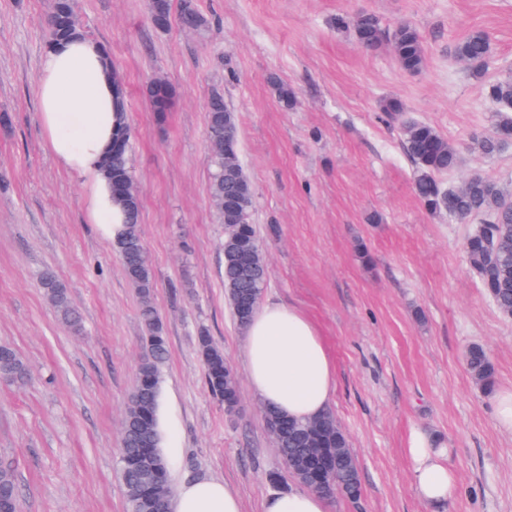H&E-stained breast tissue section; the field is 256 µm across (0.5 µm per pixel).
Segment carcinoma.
Returning <instances> with one entry per match:
<instances>
[{
    "mask_svg": "<svg viewBox=\"0 0 512 512\" xmlns=\"http://www.w3.org/2000/svg\"><path fill=\"white\" fill-rule=\"evenodd\" d=\"M174 19L183 28L189 27L193 31L206 24L195 0H179L176 7L172 0H151L150 21L154 28L164 31ZM353 32L357 42L368 50L389 47L402 70L418 73L424 69L425 48L414 26L401 23L388 30L377 16L367 13L357 18ZM80 33L82 30L72 0H50L47 45ZM454 53L466 64L471 77H485V62L491 55V44L484 32L475 31L468 35L455 46ZM146 93L152 112L157 116L163 118L171 111L173 91L169 83L165 82L161 87L150 83ZM487 96L505 108L512 106V78L487 85ZM227 121L235 122L234 113L224 111V96L216 92L210 96L207 109V140L213 167L211 199L224 224V287L230 307L235 310L241 299L250 305L259 303L269 271L252 222L253 190L239 162V152L224 154V123ZM403 131L404 151L415 166L414 192L429 212L441 214L444 207L438 176L457 167L458 151L429 124H406ZM508 138H512V118L500 115L492 134L477 139L476 147L484 155H493ZM115 143L104 172L113 199L125 210L126 223L113 247L126 279L136 290L144 333V354L124 420L120 474L128 512H150L154 498L163 491L172 492L168 465L161 451L158 419L160 367L167 354V337L154 303L153 271L140 231V202L131 174L129 129H121ZM451 207L459 221L480 216L487 224H512V208L507 206L506 195L496 183L481 176L464 181L462 190L453 195ZM464 252L472 269L486 270L482 238L465 241ZM483 284L493 295L497 308L512 315V239L501 240L493 269L484 277ZM42 285L63 321L71 327L77 326L79 317L62 284L47 273L42 277ZM197 342L208 388L222 399L228 413H234L240 403V389L224 361V353L203 329L199 331ZM466 364L478 386L487 392L494 389L495 368L483 347L470 346L466 351ZM27 375V365L18 352L8 344H0V378L21 383ZM267 428L285 475L304 484L302 463L305 457L321 451L326 464L317 492L329 498L340 495L349 499L360 494L361 480L355 458L347 436L332 413L308 421L281 416L276 424H269ZM0 512H19V490L14 471L9 467L0 469Z\"/></svg>",
    "mask_w": 512,
    "mask_h": 512,
    "instance_id": "cac0c4a2",
    "label": "carcinoma"
}]
</instances>
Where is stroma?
<instances>
[{"mask_svg": "<svg viewBox=\"0 0 512 512\" xmlns=\"http://www.w3.org/2000/svg\"><path fill=\"white\" fill-rule=\"evenodd\" d=\"M86 37L108 52L127 92L141 234L168 355L161 367V449L173 486L227 482L243 512L293 488L243 367L245 335L224 289V226L210 200L207 103L235 114L252 219L270 277L264 298L301 308L336 364L331 410L361 479L358 499L331 512H512V432L473 382L464 355L487 351L497 385L512 389V317L466 261L477 226L430 214L413 192L415 168L399 124L427 123L453 143L444 187L478 174L512 196V146L492 156L473 138L493 132L487 83L512 76V0H197L206 28L155 29L150 0H74ZM48 0H0V344L28 366L0 379V464L20 512H127L118 457L142 358L138 297L110 241L92 224L86 191L51 155L36 80L46 51ZM377 15L421 34L426 65L400 69L369 51L352 21ZM485 32L496 60L471 78L454 47ZM165 79L174 102L158 120L145 95ZM297 96L285 107L271 85ZM370 263H363L359 249ZM53 272L80 316L63 323L40 278ZM207 329L241 389L228 414L208 390L197 334ZM445 442L457 478L443 506L416 494L413 434Z\"/></svg>", "mask_w": 512, "mask_h": 512, "instance_id": "35a3bbf8", "label": "stroma"}]
</instances>
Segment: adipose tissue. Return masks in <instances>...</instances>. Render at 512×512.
<instances>
[{
  "mask_svg": "<svg viewBox=\"0 0 512 512\" xmlns=\"http://www.w3.org/2000/svg\"><path fill=\"white\" fill-rule=\"evenodd\" d=\"M40 122L57 164L86 190L90 218L108 240L124 225L113 201L102 163L127 123L115 111L110 61L102 46L77 36L54 45L36 81ZM244 368L251 390L264 405L298 420L328 410L336 388V368L325 341L301 309L273 300L261 303L246 330ZM413 485L426 503L452 498L456 477L448 466L450 450L423 434L408 449ZM175 512H242L238 494L224 481L199 477L179 488ZM264 512H330L325 496L304 488L270 495Z\"/></svg>",
  "mask_w": 512,
  "mask_h": 512,
  "instance_id": "1",
  "label": "adipose tissue"
}]
</instances>
